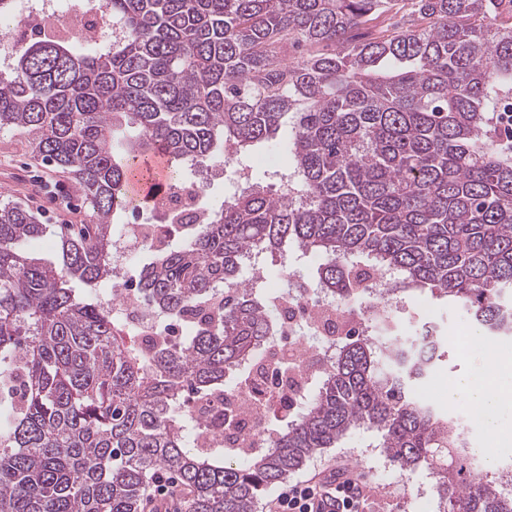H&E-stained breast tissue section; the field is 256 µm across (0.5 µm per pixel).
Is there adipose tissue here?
Returning <instances> with one entry per match:
<instances>
[{
  "instance_id": "obj_1",
  "label": "adipose tissue",
  "mask_w": 512,
  "mask_h": 512,
  "mask_svg": "<svg viewBox=\"0 0 512 512\" xmlns=\"http://www.w3.org/2000/svg\"><path fill=\"white\" fill-rule=\"evenodd\" d=\"M461 394L482 411L484 429L488 436H495L501 409L512 406V385H505L502 375L497 373L489 376L471 375L449 382L448 398L453 399Z\"/></svg>"
}]
</instances>
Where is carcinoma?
<instances>
[{
    "label": "carcinoma",
    "instance_id": "1",
    "mask_svg": "<svg viewBox=\"0 0 512 512\" xmlns=\"http://www.w3.org/2000/svg\"><path fill=\"white\" fill-rule=\"evenodd\" d=\"M396 11L391 29L363 32ZM112 37L76 49L39 33L0 66V131L72 176L93 223L58 235L56 260L28 210L0 204V512H139L172 473L182 512H256L266 491L354 428L403 468L438 476L443 512H512V471L467 465L455 423L413 382L438 352L381 327L377 353L347 337L317 372L307 409L236 453L199 444L192 403L274 328L242 259L293 245L345 301L371 274L429 291L489 332L512 329V152L496 118L512 99V0H100ZM301 49L288 59L286 47ZM285 172L209 211L162 224L137 290L191 333L144 349L99 299L112 284L128 175L158 151L172 177L276 137ZM176 233L181 243L167 242Z\"/></svg>",
    "mask_w": 512,
    "mask_h": 512
}]
</instances>
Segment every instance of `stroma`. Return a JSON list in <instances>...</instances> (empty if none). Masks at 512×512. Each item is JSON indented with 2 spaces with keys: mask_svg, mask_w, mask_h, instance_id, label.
Segmentation results:
<instances>
[{
  "mask_svg": "<svg viewBox=\"0 0 512 512\" xmlns=\"http://www.w3.org/2000/svg\"><path fill=\"white\" fill-rule=\"evenodd\" d=\"M18 203L48 227L43 237L28 243V250L42 259L55 257L54 243L59 225L88 224L92 211L74 191L66 173L32 155L27 135L0 132V200ZM433 317L446 341L442 356L435 363L439 373L436 381H418L416 393L427 398L441 394L449 381L480 369L489 358L512 357V335L492 336L490 352L462 349L459 337L481 333V326L459 305L424 295L407 303L397 312L395 322L399 335H413L426 317ZM380 438L373 430L350 431L335 447L327 448L310 458L296 478H303L318 469L339 474L351 471L371 489L372 512H440L436 496L437 477L426 466L405 469L391 461L379 446Z\"/></svg>",
  "mask_w": 512,
  "mask_h": 512,
  "instance_id": "35a3bbf8",
  "label": "stroma"
}]
</instances>
